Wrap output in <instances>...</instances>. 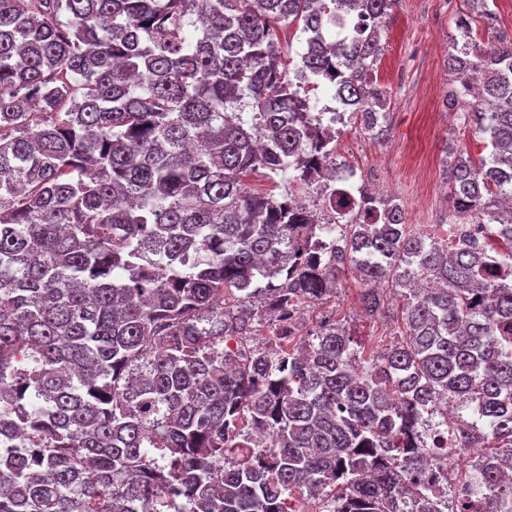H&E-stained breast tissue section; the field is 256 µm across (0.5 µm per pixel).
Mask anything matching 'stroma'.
Returning a JSON list of instances; mask_svg holds the SVG:
<instances>
[{"instance_id":"35a3bbf8","label":"stroma","mask_w":512,"mask_h":512,"mask_svg":"<svg viewBox=\"0 0 512 512\" xmlns=\"http://www.w3.org/2000/svg\"><path fill=\"white\" fill-rule=\"evenodd\" d=\"M463 0H401L382 36L384 50L374 69L391 96L392 131L388 139L364 138L355 125L342 128L336 154L357 171L366 185L389 184L415 229L446 236L449 189L443 179L447 154L462 150L478 155L471 129L450 117L446 98L453 85L446 69L459 33L455 19ZM360 285L343 281L335 298L320 308L306 309V324L335 314L354 335L381 351L397 339L390 319L363 316L357 297Z\"/></svg>"}]
</instances>
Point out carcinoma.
I'll return each mask as SVG.
<instances>
[{"label":"carcinoma","instance_id":"cac0c4a2","mask_svg":"<svg viewBox=\"0 0 512 512\" xmlns=\"http://www.w3.org/2000/svg\"><path fill=\"white\" fill-rule=\"evenodd\" d=\"M399 0H0V512H435L411 427L472 443L512 512V37L448 56L483 146L445 165L449 238L336 182L308 91L390 133L372 71ZM307 49L290 70L279 30ZM263 178L313 190L314 223ZM482 224L488 243L464 231ZM402 302L385 351L333 314ZM266 327L271 338H251ZM460 417L448 420V401ZM338 288L336 298H332L323 307L304 310V321L308 327L315 324L322 314L333 313L337 320L349 326L354 335L368 342L369 347L375 351L384 350L399 338L396 336L399 335L398 325L389 318L370 319L362 315L357 302L362 285L349 277Z\"/></svg>","mask_w":512,"mask_h":512}]
</instances>
